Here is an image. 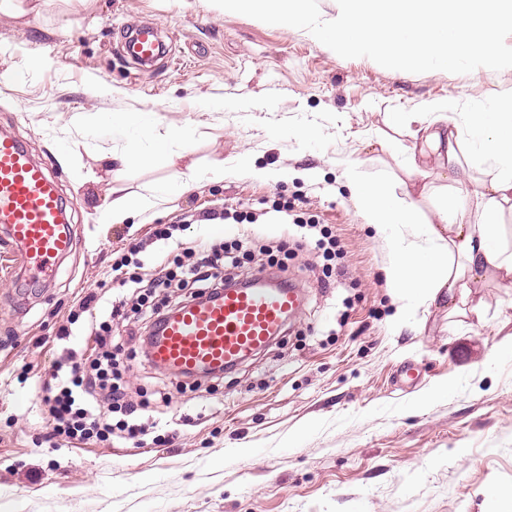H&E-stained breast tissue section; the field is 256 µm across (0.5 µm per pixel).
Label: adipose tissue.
Masks as SVG:
<instances>
[{"mask_svg": "<svg viewBox=\"0 0 512 512\" xmlns=\"http://www.w3.org/2000/svg\"><path fill=\"white\" fill-rule=\"evenodd\" d=\"M430 111L446 128L425 131L422 145L413 146L403 192H395L386 178H368L354 169L347 182L367 224L415 228L417 242L400 247L391 269L393 287L432 302L447 298L456 313L468 302L472 284L484 278L512 289V246L502 222L512 215V100L493 111L471 109L459 123L448 120L458 111L456 98L435 103ZM430 148L447 169L453 193L440 195L434 219L425 220L418 202L433 176L425 161ZM475 154L488 162L489 178L475 176Z\"/></svg>", "mask_w": 512, "mask_h": 512, "instance_id": "adipose-tissue-1", "label": "adipose tissue"}]
</instances>
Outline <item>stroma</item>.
Instances as JSON below:
<instances>
[{"instance_id":"obj_1","label":"stroma","mask_w":512,"mask_h":512,"mask_svg":"<svg viewBox=\"0 0 512 512\" xmlns=\"http://www.w3.org/2000/svg\"><path fill=\"white\" fill-rule=\"evenodd\" d=\"M14 4L0 13V133L49 168L74 244L28 282L0 242V512H494L512 488V294L475 283L483 310L460 316L400 296L387 272L412 231L365 224L346 173L400 185L418 126L390 128L388 113L451 96L493 109L512 69L391 70L209 0ZM141 23L167 46L149 70L122 50ZM150 107V125L102 129ZM127 150L146 163L117 169ZM184 172L194 184L171 191ZM152 195L144 223H105L114 198ZM153 224L179 230L153 243ZM200 239L243 243L226 278L264 265L303 290L284 335L219 379L140 370L137 344L115 346L127 400L158 426L136 445L51 437L37 384L62 347L91 353L87 336L57 339L81 291L126 295L124 273L176 269ZM132 243L135 265L116 271Z\"/></svg>"}]
</instances>
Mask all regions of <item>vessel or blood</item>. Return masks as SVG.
<instances>
[{
    "instance_id": "b4317fda",
    "label": "vessel or blood",
    "mask_w": 512,
    "mask_h": 512,
    "mask_svg": "<svg viewBox=\"0 0 512 512\" xmlns=\"http://www.w3.org/2000/svg\"><path fill=\"white\" fill-rule=\"evenodd\" d=\"M124 53L147 65L160 53L153 27L126 37ZM0 233L21 254L22 270L37 277L53 270L72 246V230L50 170L35 163L15 138L0 133ZM302 306L297 288L256 273L169 313L150 342L152 360L178 376L236 368L281 336Z\"/></svg>"
}]
</instances>
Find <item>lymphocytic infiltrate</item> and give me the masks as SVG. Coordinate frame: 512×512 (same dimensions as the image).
<instances>
[{
  "mask_svg": "<svg viewBox=\"0 0 512 512\" xmlns=\"http://www.w3.org/2000/svg\"><path fill=\"white\" fill-rule=\"evenodd\" d=\"M188 253L193 257L192 262L180 265L178 272L161 273L148 282L139 277L130 278L129 297L112 301L109 314H102L99 307L102 296L98 292L91 291L80 298V309L87 315L88 332L95 340L96 356L86 370L75 363L67 367L62 361H55L52 373L42 381L39 393L49 407L48 425L53 436L64 438L73 446L93 436L104 437L115 429L108 421L115 410L124 416L116 429L125 439L133 440L143 434L144 424L137 406L126 402L123 390L115 383L112 321L133 318L126 336L144 345L165 317L163 310L148 304L157 289H184L183 300L187 303L224 290L226 282L217 272L218 261L225 257L224 245L200 242L189 247Z\"/></svg>",
  "mask_w": 512,
  "mask_h": 512,
  "instance_id": "lymphocytic-infiltrate-1",
  "label": "lymphocytic infiltrate"
}]
</instances>
